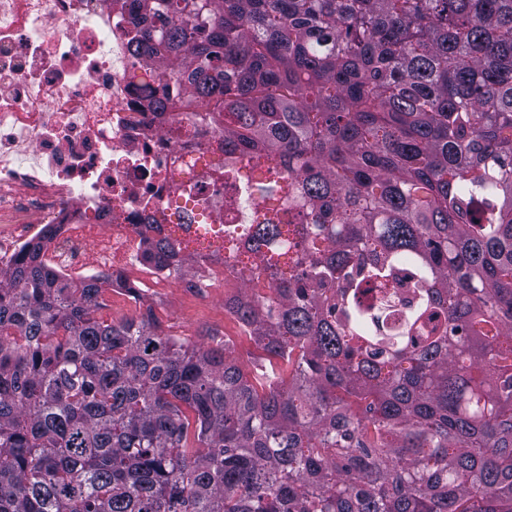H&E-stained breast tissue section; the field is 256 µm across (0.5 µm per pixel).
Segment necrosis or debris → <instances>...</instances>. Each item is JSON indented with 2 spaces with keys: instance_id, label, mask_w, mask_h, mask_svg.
<instances>
[{
  "instance_id": "obj_1",
  "label": "necrosis or debris",
  "mask_w": 512,
  "mask_h": 512,
  "mask_svg": "<svg viewBox=\"0 0 512 512\" xmlns=\"http://www.w3.org/2000/svg\"><path fill=\"white\" fill-rule=\"evenodd\" d=\"M137 11V0H0V267L50 229L45 258L60 276L106 274L117 290L174 280L139 262L144 226L223 138L202 116L155 111L132 83L159 66L129 48ZM103 229L111 250L90 249Z\"/></svg>"
}]
</instances>
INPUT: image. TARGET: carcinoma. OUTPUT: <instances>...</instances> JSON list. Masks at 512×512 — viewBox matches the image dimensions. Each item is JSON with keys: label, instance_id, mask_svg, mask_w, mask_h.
<instances>
[{"label": "carcinoma", "instance_id": "1", "mask_svg": "<svg viewBox=\"0 0 512 512\" xmlns=\"http://www.w3.org/2000/svg\"><path fill=\"white\" fill-rule=\"evenodd\" d=\"M224 132L142 259L254 344L0 268V512H512V0H139Z\"/></svg>", "mask_w": 512, "mask_h": 512}]
</instances>
